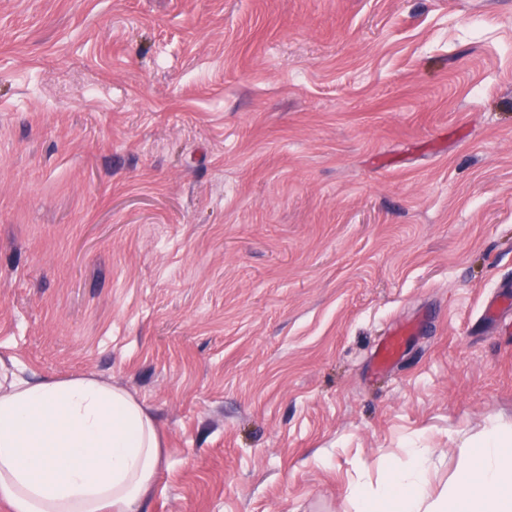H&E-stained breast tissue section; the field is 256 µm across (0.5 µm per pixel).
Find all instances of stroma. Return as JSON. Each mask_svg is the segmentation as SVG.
Returning a JSON list of instances; mask_svg holds the SVG:
<instances>
[{"label":"stroma","mask_w":512,"mask_h":512,"mask_svg":"<svg viewBox=\"0 0 512 512\" xmlns=\"http://www.w3.org/2000/svg\"><path fill=\"white\" fill-rule=\"evenodd\" d=\"M504 293L512 0H0V356L152 409L139 512L440 488L512 431ZM407 334L406 329H397L389 334L376 355L378 370H386L399 358Z\"/></svg>","instance_id":"1"}]
</instances>
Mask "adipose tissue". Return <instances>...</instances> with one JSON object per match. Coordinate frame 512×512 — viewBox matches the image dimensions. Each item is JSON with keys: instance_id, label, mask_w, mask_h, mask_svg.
<instances>
[{"instance_id": "1", "label": "adipose tissue", "mask_w": 512, "mask_h": 512, "mask_svg": "<svg viewBox=\"0 0 512 512\" xmlns=\"http://www.w3.org/2000/svg\"><path fill=\"white\" fill-rule=\"evenodd\" d=\"M164 441L154 416L94 376H25L0 358V501L10 512H137ZM432 490L426 449L383 462L377 487L354 489L357 512H512V436L492 432L459 451Z\"/></svg>"}]
</instances>
